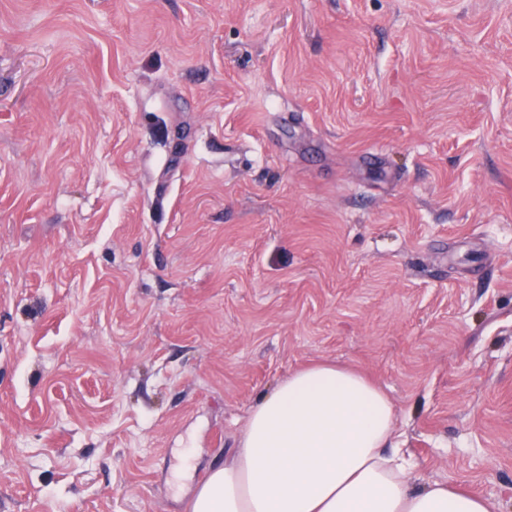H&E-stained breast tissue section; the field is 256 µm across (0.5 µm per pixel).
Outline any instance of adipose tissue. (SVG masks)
Returning <instances> with one entry per match:
<instances>
[{
	"instance_id": "adipose-tissue-1",
	"label": "adipose tissue",
	"mask_w": 512,
	"mask_h": 512,
	"mask_svg": "<svg viewBox=\"0 0 512 512\" xmlns=\"http://www.w3.org/2000/svg\"><path fill=\"white\" fill-rule=\"evenodd\" d=\"M378 387L329 363L297 370L250 411L238 448L189 512H494L482 496L414 482Z\"/></svg>"
}]
</instances>
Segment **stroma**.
<instances>
[{
  "label": "stroma",
  "instance_id": "obj_1",
  "mask_svg": "<svg viewBox=\"0 0 512 512\" xmlns=\"http://www.w3.org/2000/svg\"><path fill=\"white\" fill-rule=\"evenodd\" d=\"M319 362L512 512V0H0V512H187Z\"/></svg>",
  "mask_w": 512,
  "mask_h": 512
}]
</instances>
